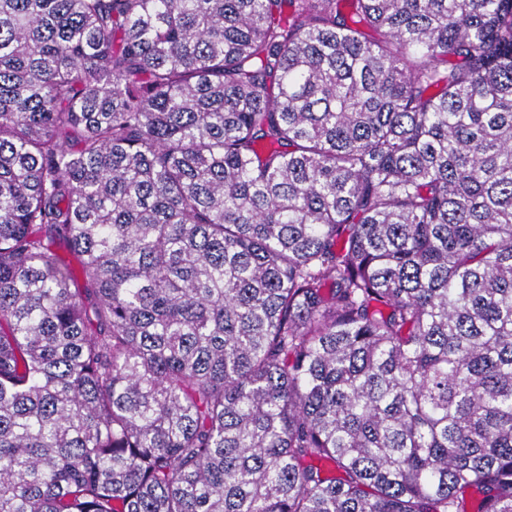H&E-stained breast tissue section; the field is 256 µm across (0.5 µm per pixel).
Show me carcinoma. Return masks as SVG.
<instances>
[{
	"instance_id": "carcinoma-1",
	"label": "carcinoma",
	"mask_w": 512,
	"mask_h": 512,
	"mask_svg": "<svg viewBox=\"0 0 512 512\" xmlns=\"http://www.w3.org/2000/svg\"><path fill=\"white\" fill-rule=\"evenodd\" d=\"M469 488L512 512V0H0V512Z\"/></svg>"
}]
</instances>
